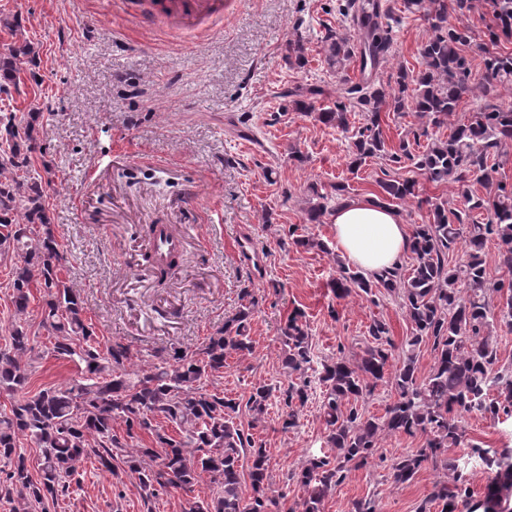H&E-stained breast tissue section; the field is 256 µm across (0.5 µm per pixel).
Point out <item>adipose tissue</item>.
<instances>
[{"instance_id": "obj_1", "label": "adipose tissue", "mask_w": 512, "mask_h": 512, "mask_svg": "<svg viewBox=\"0 0 512 512\" xmlns=\"http://www.w3.org/2000/svg\"><path fill=\"white\" fill-rule=\"evenodd\" d=\"M330 222L337 252L365 277L400 267L410 251L407 224L374 197L345 201L331 213Z\"/></svg>"}]
</instances>
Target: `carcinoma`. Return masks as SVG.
<instances>
[{
  "mask_svg": "<svg viewBox=\"0 0 512 512\" xmlns=\"http://www.w3.org/2000/svg\"><path fill=\"white\" fill-rule=\"evenodd\" d=\"M472 2L404 0L406 10L423 12L432 36L420 50L422 70L414 73L401 67L389 75L397 88L391 100L394 111L403 110L409 102L439 126L457 110L472 88L470 62L463 54L471 35L465 27L448 25V11L462 14L472 8ZM492 6L501 21L500 31L490 32V42L496 47L500 38H512V0H492ZM392 13L393 7L381 0H347L344 16L360 33V47L356 51L347 41L332 37L329 61L342 64L357 53L362 67L378 70L387 62L391 48L386 19ZM30 53L31 46L24 39L0 57L1 93H8L10 83L18 85L21 64ZM485 66L492 82L482 85L484 97L492 96L497 85L512 91L511 52H487ZM349 105L369 113L368 123L356 133L352 161L356 167L365 158L385 152L380 112L386 105V91L373 83L345 87L336 109L320 113V119L345 130ZM40 117L41 113L31 112L30 121L22 123L13 112L0 113V257L15 259L11 279L15 315L27 314L30 288L40 285L48 299L39 327L55 338L53 352L78 358L84 373L81 382L68 388L25 394L10 413L0 414V472L6 474V482L0 483V499L16 504L13 512H48V502L68 491L83 462L94 457L110 473L115 472L116 463H123L137 474L148 497L169 487L189 490L200 474H208L217 496L193 502L190 512H267L274 500L265 496L270 467L265 449L255 447L252 438L235 424V400L203 390L204 380L224 372L228 356L252 352L246 321L254 302L225 321L224 328L201 349L176 351L172 360L165 359L150 370L128 372L125 364L131 349L121 342L103 349L96 346L83 318V301L59 278L65 257L47 216L42 184L31 180L27 170L29 154L36 149ZM511 143L512 108L487 101L468 123L456 127L448 139L433 142L423 154L413 155L403 143L387 158L396 165L404 158L410 160L435 183H463L474 176L490 184L495 167L489 164V156L500 155ZM379 185L386 203L415 195V182L409 179H388ZM463 197V207L448 210L436 204L433 222L416 226L410 249L415 264L408 278L395 270L370 280L343 265L340 277L332 281L339 298L354 288L367 295L374 287L401 290L413 336L401 348L405 360L393 378L397 399L381 418H366L355 407L344 412L342 406L372 392L385 379L394 347L386 323L376 321L370 326L371 342L359 361L338 357L322 364L318 381L325 387V443L337 450V456L314 455L308 460L301 473L309 492L304 512H319L323 498L344 480L346 465L371 456L382 434L421 432L427 436L426 447L391 466L394 480L405 483L442 449L464 442L458 413H480L500 424L512 422V366L498 365L496 340L490 336L496 324L512 332V279L488 281L484 255L487 241L497 240L499 263L512 271V187L500 182L492 197L467 191ZM18 209L24 211L27 223H13L12 214ZM474 210L486 217L472 219ZM32 224L42 227L37 240L31 237ZM459 245L464 246L466 260L450 267L448 253ZM142 261L154 268L160 284L178 264L174 259L168 267H161L150 252L142 254ZM490 292L504 299L496 310L488 304ZM425 339L433 340L436 357L429 375L419 379L416 349ZM280 341L289 373L305 375L311 369L312 353L299 314L288 317ZM33 352L25 324H12L8 343L0 346V390L15 395L25 389ZM310 384L305 379L288 389L284 428L297 426L298 407L307 401ZM272 393L273 387L267 384L253 387L249 410L257 417L263 415ZM157 418L175 425L178 436L153 426ZM116 419L125 425L122 437L112 432ZM141 432L155 437L156 447H134L132 442ZM21 436L41 449L37 479L18 451ZM470 448V456L494 474L485 496L472 499L466 468L448 459L444 467L453 473L452 481L436 482L419 512H427L437 502L442 512H454L459 501L469 505V512H505L502 492L512 489V450L499 452L477 444ZM246 457L251 458L249 496L241 480V460Z\"/></svg>",
  "mask_w": 512,
  "mask_h": 512,
  "instance_id": "1",
  "label": "carcinoma"
}]
</instances>
